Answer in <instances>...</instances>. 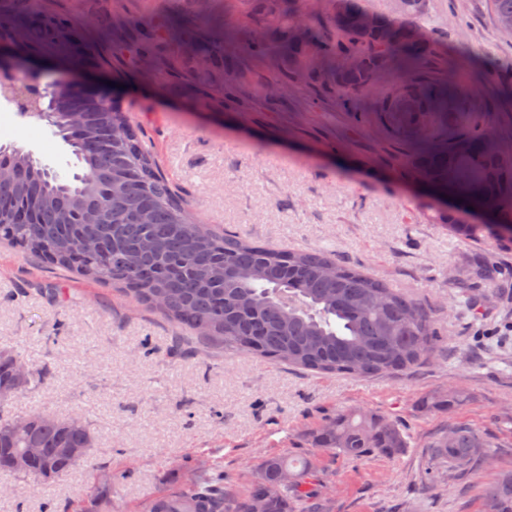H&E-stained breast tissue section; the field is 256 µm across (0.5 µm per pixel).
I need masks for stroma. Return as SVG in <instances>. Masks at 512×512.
I'll use <instances>...</instances> for the list:
<instances>
[{"label": "stroma", "instance_id": "obj_1", "mask_svg": "<svg viewBox=\"0 0 512 512\" xmlns=\"http://www.w3.org/2000/svg\"><path fill=\"white\" fill-rule=\"evenodd\" d=\"M81 21L189 11V0H50ZM453 65H423V79L469 81L475 60L512 65V37L490 0H425ZM128 31L105 43L112 66L74 78L120 98L191 210L279 250H322L382 279L429 311L440 331L433 356L373 378L292 369L256 354L169 355L177 327L131 303L120 289L90 284L0 245V349L16 350L44 383L4 406L14 418L81 417L94 445L69 473L41 483L0 471V512H146L160 495L198 475H219L246 494L254 467L271 454L313 453L329 512H477L484 485L512 470V336L480 327L512 321V235H454L432 223L441 207L423 186L401 181L389 154L410 139L402 116L355 123L348 113L284 92L275 110L203 109L158 70L131 65ZM492 115L499 144L512 149V100L489 78L460 107ZM0 144L32 152L61 180L80 165L46 121L0 102ZM462 393L445 412L432 395ZM397 420L407 448L360 460L311 448L308 436L340 410ZM458 422L492 444L491 461L458 486L434 463L429 441Z\"/></svg>", "mask_w": 512, "mask_h": 512}]
</instances>
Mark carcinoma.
<instances>
[{"label": "carcinoma", "instance_id": "cac0c4a2", "mask_svg": "<svg viewBox=\"0 0 512 512\" xmlns=\"http://www.w3.org/2000/svg\"><path fill=\"white\" fill-rule=\"evenodd\" d=\"M235 20L214 13L170 15L153 24L133 19L141 45L137 60L162 44L177 60L192 62L185 77L199 88L220 83L224 100L244 91L268 101L293 86L332 101L361 123L368 112H401L416 127L448 112L466 92L448 80L421 81L419 68H448L439 43L424 25V0H399L400 16L379 18L373 29L360 21L366 11L346 0H224ZM498 27L512 34V0H493ZM305 30L298 40L294 31ZM22 36L29 49L63 57L85 40L83 22L50 11L44 0H0V40ZM257 60L268 73L225 66ZM493 76L512 98V67L486 64L472 81ZM18 111L47 120L70 145L85 172L75 183L57 181L30 154L0 145V241L101 283H117L137 303L157 308L175 322L173 355L197 354L212 346L252 352L305 369L370 377L413 368L437 346L440 332L429 313L382 280L338 262L325 251H282L240 236L217 234L193 216L183 195L166 178L141 130L117 101L108 110L68 84H55L48 102H32L1 84ZM489 113L470 108L458 114L456 132L419 133L395 159L401 176L423 179L454 194L464 208L495 210L497 224L512 226V151L489 154L483 134ZM438 224L468 239L482 233L459 213L442 210ZM15 352H0V404L39 385L46 372L18 382ZM456 398L429 397L422 407L446 411ZM0 413V469L27 448L42 449L24 477L34 481L62 475L76 463L64 448H89L85 424L48 423L42 414L25 433L10 428ZM311 446L362 459L398 456L406 441L396 422L371 412H339L311 439ZM491 444L459 422L429 444L431 455L450 473L467 472ZM316 461L269 456L255 470L251 490L241 496L212 478L150 504V512H250L264 499L265 512H327ZM483 512H512V471L481 490Z\"/></svg>", "mask_w": 512, "mask_h": 512}]
</instances>
